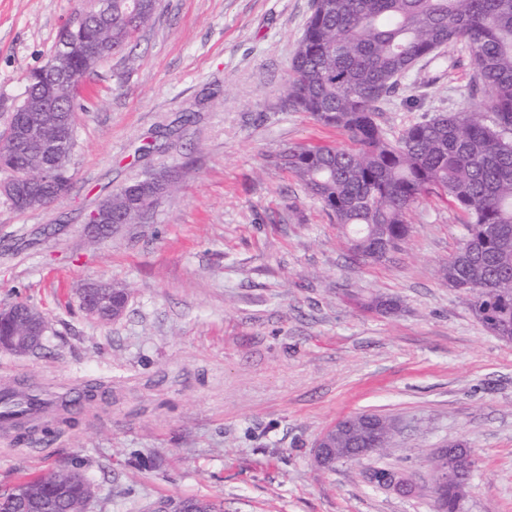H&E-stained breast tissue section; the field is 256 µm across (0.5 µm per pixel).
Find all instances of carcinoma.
<instances>
[{
	"mask_svg": "<svg viewBox=\"0 0 512 512\" xmlns=\"http://www.w3.org/2000/svg\"><path fill=\"white\" fill-rule=\"evenodd\" d=\"M158 9V0H112V29H91L84 37L122 53ZM447 45L469 51L481 105L440 113L388 139L376 122L380 105L419 59ZM72 67L75 78L61 105L73 121L87 65L78 56ZM282 105L308 113L350 141L346 148L289 145L275 162L320 200L361 261H381L365 246L368 237L400 246L407 217L424 196H446L465 214L463 239L443 275L449 287L469 295L473 313L492 335L511 340L512 0H313ZM484 106L493 113L490 124ZM42 163L38 149L6 160L15 174L39 170ZM133 185L137 197L150 200L168 191L173 179L160 170L153 182ZM130 200L128 192L116 190L112 212L137 224L143 214ZM112 296L116 311L97 319L111 321L125 312L127 288L112 283ZM91 498L92 483L75 463L47 477L19 480L0 493V512H30L36 502L52 504V512H86ZM434 504L437 512H466L453 483Z\"/></svg>",
	"mask_w": 512,
	"mask_h": 512,
	"instance_id": "obj_1",
	"label": "carcinoma"
}]
</instances>
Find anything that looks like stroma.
<instances>
[{
    "label": "stroma",
    "mask_w": 512,
    "mask_h": 512,
    "mask_svg": "<svg viewBox=\"0 0 512 512\" xmlns=\"http://www.w3.org/2000/svg\"><path fill=\"white\" fill-rule=\"evenodd\" d=\"M82 6L0 0V130ZM310 13L311 0H162L133 52L81 80L68 192L25 212L0 196V307L23 301L49 321L40 350L0 352V380L98 389L0 434V493L79 458L96 485L89 512L186 498L224 512H435L427 456L462 440L468 512H512V342L442 273L464 214L424 198L400 248L358 264L321 202L272 162L294 143H347L281 107ZM475 77L461 46L441 48L376 120L398 136L470 103ZM164 168L178 182L141 223L88 235L100 201ZM91 281L128 289L121 318L86 314ZM377 296L398 309L368 307ZM361 412L396 420L390 446L318 469L322 433ZM374 463L417 492L369 485Z\"/></svg>",
    "instance_id": "1"
}]
</instances>
